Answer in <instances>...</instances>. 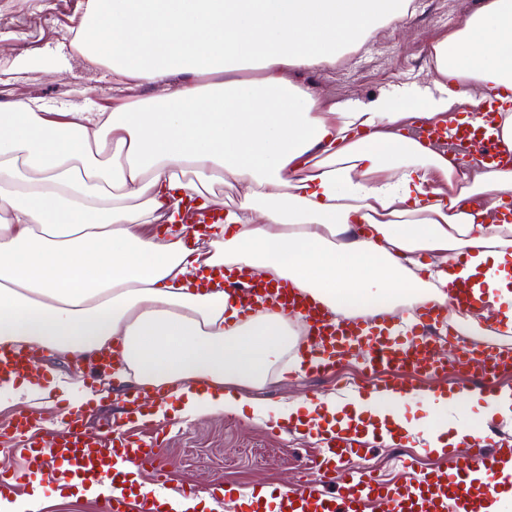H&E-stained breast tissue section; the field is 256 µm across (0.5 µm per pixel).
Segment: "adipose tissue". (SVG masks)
I'll return each instance as SVG.
<instances>
[{
  "mask_svg": "<svg viewBox=\"0 0 512 512\" xmlns=\"http://www.w3.org/2000/svg\"><path fill=\"white\" fill-rule=\"evenodd\" d=\"M412 0H87L74 45L107 67L94 111L28 99L0 104V345L69 360L115 357L111 379L154 398L137 422L252 412L327 434L393 442L422 433L442 451L473 419L512 427V390L424 396L421 420L377 391L272 403L259 391L305 373L293 320H239L201 271L283 279L332 313L448 304L456 279L482 285L458 319L492 305L512 320V222L480 223L472 199L512 197V166L459 173L416 126L498 100L512 147V0H484L431 46L436 92L370 102L321 98L301 72L334 66ZM255 62L259 78L240 73ZM148 88L140 102L127 85ZM238 204L207 235L174 229L183 192L214 206L215 179ZM65 375L0 380V405L74 397Z\"/></svg>",
  "mask_w": 512,
  "mask_h": 512,
  "instance_id": "obj_1",
  "label": "adipose tissue"
}]
</instances>
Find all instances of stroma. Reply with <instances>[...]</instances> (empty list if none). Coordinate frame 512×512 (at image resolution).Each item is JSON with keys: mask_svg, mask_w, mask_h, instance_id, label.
<instances>
[{"mask_svg": "<svg viewBox=\"0 0 512 512\" xmlns=\"http://www.w3.org/2000/svg\"><path fill=\"white\" fill-rule=\"evenodd\" d=\"M402 28L378 29L356 51L345 54L331 71L303 73L321 95L367 101L433 86L431 44L457 29L481 0H415ZM86 0H0V102L34 99L48 105L93 109L112 90V75L86 60L73 46V29ZM64 61L63 71L35 68L17 74L24 56ZM331 376L297 374L264 393L265 399L292 401L329 395ZM149 441L163 433L160 464L170 490L183 483L222 484L251 490L297 479L302 466L321 449L318 437L289 426L287 431L255 423L251 417L214 414L194 421L133 424Z\"/></svg>", "mask_w": 512, "mask_h": 512, "instance_id": "35a3bbf8", "label": "stroma"}]
</instances>
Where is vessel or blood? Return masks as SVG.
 I'll return each mask as SVG.
<instances>
[{
    "label": "vessel or blood",
    "mask_w": 512,
    "mask_h": 512,
    "mask_svg": "<svg viewBox=\"0 0 512 512\" xmlns=\"http://www.w3.org/2000/svg\"><path fill=\"white\" fill-rule=\"evenodd\" d=\"M494 123V109L487 104L474 112L471 122L451 120L427 127L422 135L459 161L512 163V152L503 150L493 133ZM222 286L246 315L255 312L254 297L268 290L272 312L299 317L307 325L308 346H322L333 365L363 354L375 389L391 391L400 400L425 391L427 381L447 372L452 362L482 372L489 397L494 394L492 381L512 373L511 350L485 346L474 351L459 343L453 331L435 335L436 326L447 321L446 310L440 306L421 307L409 323L381 314L369 328L361 319L329 314L284 282L270 284L241 274L225 278ZM36 368L27 351L0 349V374L21 375ZM6 431L18 443L21 463L0 469L1 500L11 498L16 487L29 484L32 476L38 475L61 489L98 490V512H126L129 500L138 495L129 468L149 469L157 482L165 480L154 448L144 440L114 427L87 433L67 411L61 412L55 428H45L40 417L26 412L17 415ZM362 454L358 438L338 435L326 439L312 463L313 477L272 487L270 512H365L369 502L378 512H480L512 487V441L478 430L463 436L451 449L454 467L441 464L425 472L410 468L405 479L393 485L366 468H348L341 471L337 493L326 494L322 489L325 475L336 470L343 459Z\"/></svg>",
    "instance_id": "b4317fda"
}]
</instances>
